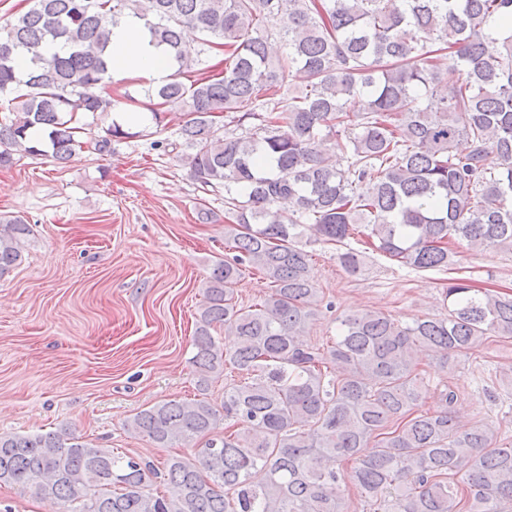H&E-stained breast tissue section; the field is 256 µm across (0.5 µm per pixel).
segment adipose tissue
Here are the masks:
<instances>
[{"instance_id": "ef3b65f1", "label": "adipose tissue", "mask_w": 512, "mask_h": 512, "mask_svg": "<svg viewBox=\"0 0 512 512\" xmlns=\"http://www.w3.org/2000/svg\"><path fill=\"white\" fill-rule=\"evenodd\" d=\"M171 71L172 60L165 47L152 42L143 20L122 17L112 29V79L139 78L152 86L166 79Z\"/></svg>"}]
</instances>
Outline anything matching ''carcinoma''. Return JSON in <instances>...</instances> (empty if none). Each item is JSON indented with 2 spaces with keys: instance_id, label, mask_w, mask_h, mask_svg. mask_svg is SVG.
<instances>
[{
  "instance_id": "carcinoma-1",
  "label": "carcinoma",
  "mask_w": 512,
  "mask_h": 512,
  "mask_svg": "<svg viewBox=\"0 0 512 512\" xmlns=\"http://www.w3.org/2000/svg\"><path fill=\"white\" fill-rule=\"evenodd\" d=\"M0 36V166L42 155L27 132L47 134L67 162L81 113L112 111L97 92L110 79L112 26L134 14L166 47L176 70L146 90L185 114L181 137L191 177L224 189L233 259L214 265L193 336L191 363L202 398L143 409L127 429L158 448L190 450L158 468L113 454L64 430L0 435V484L34 489L78 512H343L354 486L369 512H512V441L489 422L467 424L454 390L418 412L430 352L448 373L455 359L496 336L512 338V294L448 282L446 314L401 325L375 310L340 320L320 349L304 339L318 311L305 229L328 244L354 232L418 270L456 265L457 243L512 252V0H30ZM288 52L272 51L273 22ZM507 30L486 53L489 22ZM194 30L202 49L187 48ZM62 50L49 52V45ZM224 54L220 77L185 83L202 54ZM29 58L19 76L15 61ZM306 81L282 92L286 72ZM438 97L428 109L421 96ZM227 116L237 134H216ZM336 138L348 165L323 148ZM130 137L113 123L95 142ZM32 232L0 217V277L22 261ZM351 275L361 252H336ZM247 264L269 292L252 309L232 284ZM224 328L231 344L212 334ZM224 384V405L203 397ZM224 422L226 432L213 430ZM352 463L346 471L343 464ZM163 477L164 494L148 483Z\"/></svg>"
}]
</instances>
